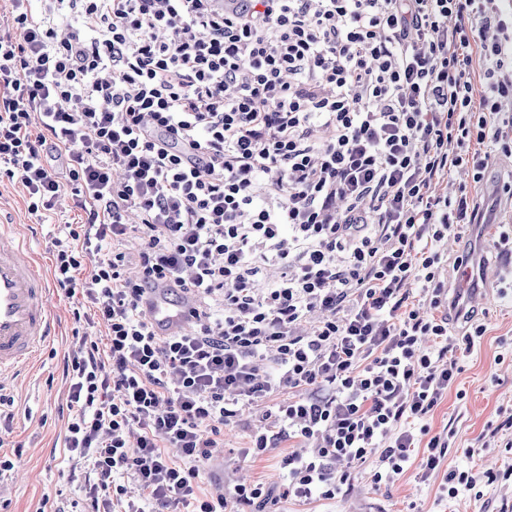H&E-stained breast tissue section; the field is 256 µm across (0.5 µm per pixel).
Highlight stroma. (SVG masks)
<instances>
[{
	"instance_id": "obj_1",
	"label": "stroma",
	"mask_w": 512,
	"mask_h": 512,
	"mask_svg": "<svg viewBox=\"0 0 512 512\" xmlns=\"http://www.w3.org/2000/svg\"><path fill=\"white\" fill-rule=\"evenodd\" d=\"M488 178L473 187L472 195L494 206L496 219L512 226V199L501 187L512 181V157L491 154ZM73 197H66L50 224H41L27 212L17 180L0 176V224L17 225L38 255L40 267L52 265L51 227L64 222H84ZM482 259L481 273L469 281L462 272L448 270L449 294H467L478 286L484 298L475 318L486 333L475 351L460 359L454 393L428 418L432 430L451 428L456 439L443 462L444 467L468 471L476 476L474 489L460 491L450 500L439 497L441 475L421 479L408 469L393 481L377 486L370 466L352 470L342 494L333 500L298 502L280 495L286 479L279 467L283 449L255 458L247 453L250 435L259 430L251 414L224 428V445L214 449L201 475L204 494H231L234 485L254 481L274 489L266 512H512V480L494 484L482 481L483 472L512 467V428L504 422L512 416V301L500 297L498 277L504 254L481 226L464 227L458 238L448 241V257L456 259L468 251ZM49 307L55 329L35 355L30 368L0 380V451L21 447L23 456L13 471L14 488L0 497V512H80L84 496L80 480L71 479L72 466L61 446L68 418L69 383L63 374L64 358L76 341L73 302L51 292Z\"/></svg>"
}]
</instances>
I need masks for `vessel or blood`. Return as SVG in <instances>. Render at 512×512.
Listing matches in <instances>:
<instances>
[{
	"mask_svg": "<svg viewBox=\"0 0 512 512\" xmlns=\"http://www.w3.org/2000/svg\"><path fill=\"white\" fill-rule=\"evenodd\" d=\"M49 289L38 258L7 224L0 226V375L25 364L50 334ZM156 325L166 333L187 328V305L171 302L164 293L148 301Z\"/></svg>",
	"mask_w": 512,
	"mask_h": 512,
	"instance_id": "1",
	"label": "vessel or blood"
}]
</instances>
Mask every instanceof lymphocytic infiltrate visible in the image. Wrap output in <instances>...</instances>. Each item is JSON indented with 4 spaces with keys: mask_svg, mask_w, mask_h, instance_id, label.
Here are the masks:
<instances>
[{
    "mask_svg": "<svg viewBox=\"0 0 512 512\" xmlns=\"http://www.w3.org/2000/svg\"><path fill=\"white\" fill-rule=\"evenodd\" d=\"M8 2L0 165L36 217L73 191L86 220L51 274L105 336L65 362L85 512L262 505L199 480L270 398L253 455L321 441L282 458L283 497L335 499L370 460L377 484L441 472L454 433L422 420L486 332L441 278L443 240L486 216L441 186L512 157V0ZM160 286L194 299L191 329L155 332Z\"/></svg>",
    "mask_w": 512,
    "mask_h": 512,
    "instance_id": "lymphocytic-infiltrate-1",
    "label": "lymphocytic infiltrate"
}]
</instances>
